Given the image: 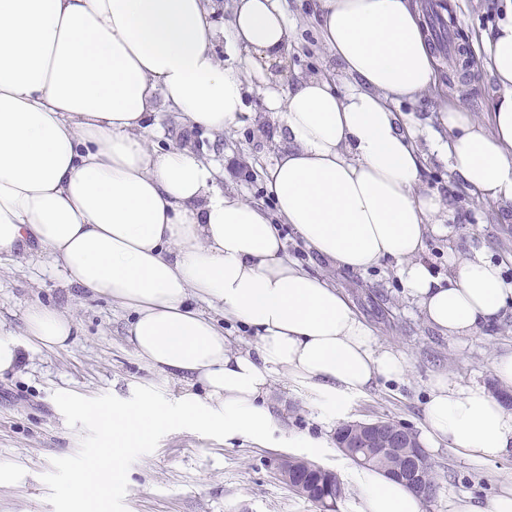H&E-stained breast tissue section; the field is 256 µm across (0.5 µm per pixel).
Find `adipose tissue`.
<instances>
[{
	"mask_svg": "<svg viewBox=\"0 0 512 512\" xmlns=\"http://www.w3.org/2000/svg\"><path fill=\"white\" fill-rule=\"evenodd\" d=\"M208 0H0V254L38 247L95 298L132 312L136 356L177 380L173 401L94 412L103 448L62 497L82 508L124 478L125 455L176 424L265 442L280 376L312 397L324 421L378 378H401L404 355L382 344L351 304L284 256L289 224L322 260L355 271L390 259L426 324L477 335L512 307V282L476 252L447 276L419 261L449 205L420 190L425 157L391 102L439 81L418 0H317L322 41L349 79L287 83L292 31L284 0H234L224 26ZM224 42V58L212 50ZM483 49L500 92L488 121L451 104L433 151L478 198L512 217V10ZM256 90L283 148L264 175L280 224L218 190L195 152L158 151L149 122L179 114L191 128L237 127ZM253 327L234 350L222 320ZM70 316L34 304L28 346H65ZM422 444L478 461L512 453V409L483 385L435 376ZM355 512H421L405 484L352 473Z\"/></svg>",
	"mask_w": 512,
	"mask_h": 512,
	"instance_id": "1",
	"label": "adipose tissue"
}]
</instances>
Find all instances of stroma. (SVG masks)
Here are the masks:
<instances>
[{
  "mask_svg": "<svg viewBox=\"0 0 512 512\" xmlns=\"http://www.w3.org/2000/svg\"><path fill=\"white\" fill-rule=\"evenodd\" d=\"M447 2L455 34L468 38L473 57L465 80L467 93L455 98L456 73L445 60L438 87L417 101L392 106L402 121L414 122L415 143L427 157L421 190L439 193L450 202L448 233L430 236L422 259L444 275L450 259L481 250L500 264L503 277L512 282V222L503 221L494 205L476 200L432 150V138L441 130L438 112L443 103L461 101L481 118L491 110L496 89L481 40L495 25L502 0ZM315 4L316 0H286L294 28L289 77L324 73L337 88H345L346 75L321 46L313 21ZM249 107L251 114L243 124L224 135L191 129L174 112H159L151 141L163 151L191 148L223 170L221 188L271 211L275 203L261 173L280 151L278 126L257 95H250ZM285 240L290 260L336 286L378 341L396 348L407 361L402 380L379 381L353 399L347 421L389 420L418 435L425 425L424 405L434 375L444 373L464 385L497 388L492 367L498 352L512 349L511 308L478 335L448 338L424 323L393 261L365 272L339 269L308 250L293 229H286ZM35 302L72 315L75 329L66 347L25 348L19 369L0 377V464L20 463L31 472L25 484L0 488V512H70L60 488L102 445L96 421L74 416L70 401L93 408L134 406L143 391L169 400L178 389L174 379L136 357L125 336L127 311L86 297L48 254L33 250L0 255V336L22 340L25 312ZM64 390L70 401L61 400ZM270 399L279 431L266 444L228 441L214 432L175 426L131 450L125 459V478L112 488L109 512H319L279 479L277 467L285 457L303 458L334 471L345 483V498L338 501L337 512H349L346 503L358 494L349 475L357 466L336 446L337 422L318 421L310 395L292 391L282 377L273 379ZM287 432L325 438L328 446L308 453L288 445L283 438ZM429 458L439 489L424 503L423 512H448L453 496L468 495L483 502L502 486L512 485V455L481 462L441 448L430 452Z\"/></svg>",
  "mask_w": 512,
  "mask_h": 512,
  "instance_id": "35a3bbf8",
  "label": "stroma"
}]
</instances>
